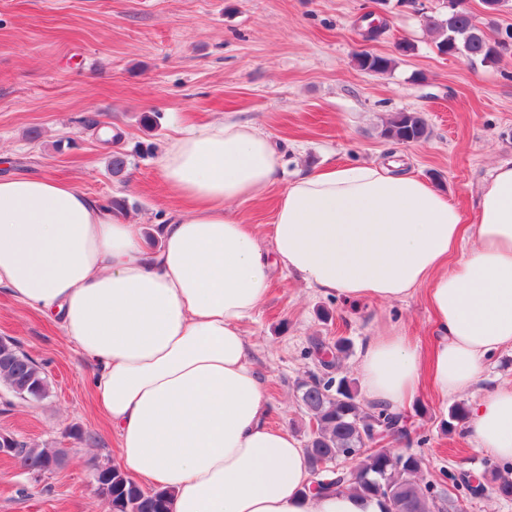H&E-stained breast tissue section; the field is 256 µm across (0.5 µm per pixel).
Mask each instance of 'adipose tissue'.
Listing matches in <instances>:
<instances>
[{
    "mask_svg": "<svg viewBox=\"0 0 512 512\" xmlns=\"http://www.w3.org/2000/svg\"><path fill=\"white\" fill-rule=\"evenodd\" d=\"M282 164L244 122L180 131L160 170L189 208L155 225L154 247L140 224L71 185L0 179V287L51 315L94 363L121 467L170 490L173 512H384L351 492L306 495L304 449L267 423L242 325L274 271L349 303L426 287L429 359L391 334L370 338L360 360L367 397L396 410L422 376L462 393L487 357L512 349V163L493 169L468 220L393 162L313 171L281 194L266 248L231 205L259 197ZM470 427L477 448L512 462V384L473 402Z\"/></svg>",
    "mask_w": 512,
    "mask_h": 512,
    "instance_id": "obj_1",
    "label": "adipose tissue"
}]
</instances>
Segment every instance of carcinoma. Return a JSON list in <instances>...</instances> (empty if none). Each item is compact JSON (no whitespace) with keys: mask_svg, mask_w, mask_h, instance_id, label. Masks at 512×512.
Masks as SVG:
<instances>
[{"mask_svg":"<svg viewBox=\"0 0 512 512\" xmlns=\"http://www.w3.org/2000/svg\"><path fill=\"white\" fill-rule=\"evenodd\" d=\"M459 9L447 6L426 17L428 27L437 35V48L444 53L466 57L471 62L493 63L509 51L503 39H490L482 28L471 22L465 0H458ZM357 67L363 71L384 74L392 68L393 59L377 55L369 58L364 53L353 55ZM384 136L395 143L419 141L427 136V124L419 112H398L386 124ZM317 351L327 349L331 360L323 363L327 369L338 367L347 357L350 345L340 337L327 345L314 343ZM0 382L17 395L40 401L49 394V382L42 367L23 352L17 341L0 339ZM298 399L310 417L311 434L305 445L312 480L317 486L308 489L313 495L332 490L354 491L367 498H379L386 503V512H445L437 503L433 482L420 483L417 475L426 466L423 455L402 448L395 451L381 448L384 438H374L369 432L371 424L386 433L407 439L410 431L406 415L381 405L366 406L358 399L356 382L346 376L336 378L311 375L297 384ZM22 466L38 468L46 461L63 456L56 448H35L23 441L16 443ZM358 452L356 469L338 481L336 488L323 483V479L336 475L337 461L350 452ZM456 487L471 493L486 491L483 483L474 486L471 477L453 472L443 474ZM94 483H106L111 489L112 512H171V495L166 490L144 489L123 471L112 465L103 472H95Z\"/></svg>","mask_w":512,"mask_h":512,"instance_id":"carcinoma-1","label":"carcinoma"}]
</instances>
